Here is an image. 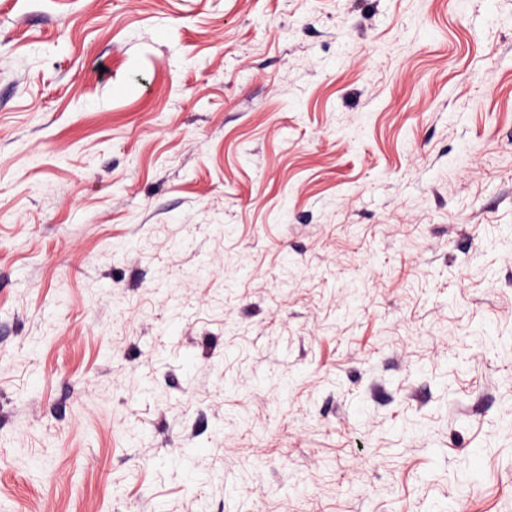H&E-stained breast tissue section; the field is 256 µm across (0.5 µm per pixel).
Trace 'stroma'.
Returning <instances> with one entry per match:
<instances>
[{
	"label": "stroma",
	"mask_w": 512,
	"mask_h": 512,
	"mask_svg": "<svg viewBox=\"0 0 512 512\" xmlns=\"http://www.w3.org/2000/svg\"><path fill=\"white\" fill-rule=\"evenodd\" d=\"M0 512H512V0H0Z\"/></svg>",
	"instance_id": "1"
}]
</instances>
